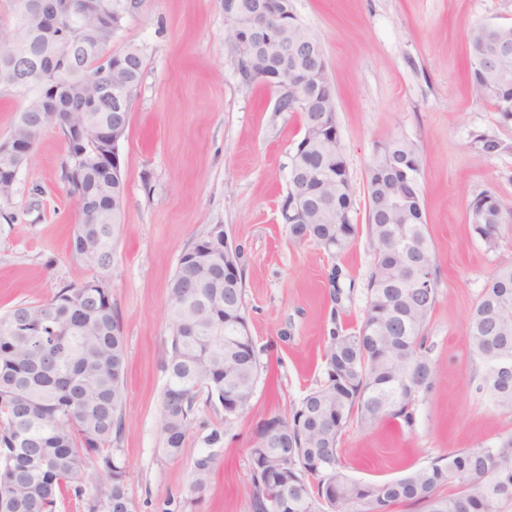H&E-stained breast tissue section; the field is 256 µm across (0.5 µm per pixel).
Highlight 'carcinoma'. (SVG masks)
<instances>
[{"label":"carcinoma","mask_w":512,"mask_h":512,"mask_svg":"<svg viewBox=\"0 0 512 512\" xmlns=\"http://www.w3.org/2000/svg\"><path fill=\"white\" fill-rule=\"evenodd\" d=\"M8 26L0 33V95L24 99L8 140L34 148L49 129L67 143L62 179L78 198L81 218L73 225L70 254L91 269L112 263L113 239L121 222L124 184L95 153L101 126H129L133 103L114 107L108 91L138 88L142 51L130 46L108 53L112 38L143 0L112 15L109 29L98 21L121 0H6ZM280 16L266 26H281L278 36L256 43L238 64L248 71L288 55L298 66L274 81L278 111L296 112L303 135L291 155L289 187L282 204L300 206L288 219L291 241L306 237L326 251L345 249L355 236L354 189L341 138L323 136L309 125L313 112L329 113L337 126L335 90L321 39L294 12L292 0H280ZM471 55L468 79L475 94L489 102L498 123L512 127V26L479 24L468 31ZM497 49L498 69L483 66L480 53ZM81 128L84 138L71 136ZM478 151L493 155L505 148L495 134L476 138ZM418 146L402 136L381 143L367 171L366 227L373 252L368 307L357 330L332 331L323 350L324 380L310 390L291 415L288 444L296 464L285 493L290 512H377L384 506L418 505L424 512H512V433L479 448L448 453L428 465L361 489L346 473L341 436L355 421L372 428L390 417L410 424L419 396L430 392L436 370L426 346V329L438 302L437 288L417 298L405 284L412 267L436 280L433 244L420 197ZM15 156L0 153V208L11 204L18 176ZM401 198L393 211L391 199ZM474 232L493 249L512 228V209L483 194L469 205ZM407 238L416 251L407 259L399 248ZM100 240L96 250L88 248ZM210 241H224L211 231L181 256L170 284L166 307L171 323L164 369L167 382L160 401L164 452L180 455L198 395L224 403V379L246 410L253 398L259 358L254 343L242 355L227 356L224 344L238 336L237 318L245 314L244 289L224 288V280L200 277L186 255ZM466 333L478 369L476 390L493 408L512 413V267L496 271L469 314ZM125 346L112 309V291L93 277L60 288L49 300L18 304L0 314V512H55L65 491L87 512H134L125 488V464L117 455L120 420L126 403ZM101 463L106 490L86 495L83 459ZM321 463L317 482L303 469ZM215 455L198 458L193 489L207 487ZM449 483L456 491L439 489Z\"/></svg>","instance_id":"obj_1"}]
</instances>
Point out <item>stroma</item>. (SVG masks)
Wrapping results in <instances>:
<instances>
[{
    "label": "stroma",
    "mask_w": 512,
    "mask_h": 512,
    "mask_svg": "<svg viewBox=\"0 0 512 512\" xmlns=\"http://www.w3.org/2000/svg\"><path fill=\"white\" fill-rule=\"evenodd\" d=\"M323 43L337 122L354 184L359 229L341 253L292 243L280 221L300 116L276 109L267 85L244 83L228 42L224 0H143L114 38L111 53L140 47L144 72L122 140V218L112 263L91 272L72 258L78 206L62 181L63 135L45 133L0 214V313L48 300L91 276L112 290L126 347V404L119 454L135 512H254L249 448L271 415L288 414L323 377L332 329L359 326L368 302L366 174L393 135L420 149L419 190L437 267L439 301L427 327L437 369L413 425L387 419L350 424L341 448L354 479L382 481L413 466L512 432V414L476 390L466 321L488 278L512 267V233L485 247L469 204L492 193L512 205V128L475 96L466 76L471 26H512V0H293ZM498 135L505 150L478 153L475 138ZM221 227L239 249L245 315L259 354L249 408L225 415L199 396L179 457L163 451L160 399L171 325L168 288L181 255ZM219 444H210L212 433ZM215 453L208 487L194 491L197 458Z\"/></svg>",
    "instance_id": "35a3bbf8"
}]
</instances>
